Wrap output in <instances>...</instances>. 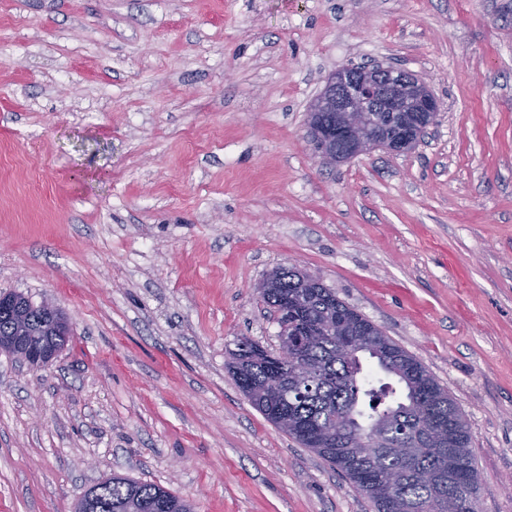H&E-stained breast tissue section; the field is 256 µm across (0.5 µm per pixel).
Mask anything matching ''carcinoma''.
<instances>
[{"label":"carcinoma","instance_id":"1","mask_svg":"<svg viewBox=\"0 0 512 512\" xmlns=\"http://www.w3.org/2000/svg\"><path fill=\"white\" fill-rule=\"evenodd\" d=\"M305 296L301 305L288 304V324L301 330L300 355L309 366L308 375H295L291 368L266 355L231 352L245 360L240 387L247 391L253 407L269 422L302 446L312 449L351 481L353 487L372 500L376 512H396L395 501L414 506L412 512H445L433 502V490L423 479L430 471L447 468V456L434 446L443 441L455 451L453 496L468 512H475L480 476L470 452L471 436L462 414L447 391L431 374L417 364L412 370L404 365H385L375 352L378 368L397 379L405 395L397 396L390 382L372 384L363 373L358 356L347 354V347L372 343L376 333L367 319L336 335L326 332L330 323L351 319L348 305L329 288L307 286L295 267L279 270L277 286L262 294L264 302L279 307L287 297ZM345 416L361 435L384 426L383 444L366 448L355 464L336 454V444L345 439L337 419ZM104 504L112 512H192L187 501L148 482L114 476L99 489Z\"/></svg>","mask_w":512,"mask_h":512}]
</instances>
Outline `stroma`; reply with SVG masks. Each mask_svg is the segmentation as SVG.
Wrapping results in <instances>:
<instances>
[{"label": "stroma", "instance_id": "1", "mask_svg": "<svg viewBox=\"0 0 512 512\" xmlns=\"http://www.w3.org/2000/svg\"><path fill=\"white\" fill-rule=\"evenodd\" d=\"M382 61L438 120L325 166L307 110ZM297 266L447 390L476 512H512V0H0V292L71 340L0 352V512L118 474L195 512H376L227 368L278 347L253 286ZM13 319L7 315L0 319V351L14 354L18 359L27 363L31 368H42L51 362L59 353V349L53 347H32L28 336H10L13 328Z\"/></svg>", "mask_w": 512, "mask_h": 512}]
</instances>
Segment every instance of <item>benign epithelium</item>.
Instances as JSON below:
<instances>
[{"instance_id": "benign-epithelium-1", "label": "benign epithelium", "mask_w": 512, "mask_h": 512, "mask_svg": "<svg viewBox=\"0 0 512 512\" xmlns=\"http://www.w3.org/2000/svg\"><path fill=\"white\" fill-rule=\"evenodd\" d=\"M438 112L434 95L410 72L348 64L328 78L309 107L308 127L312 139L321 143L320 161L334 164L375 149L405 152L436 122ZM278 340L274 357L284 362L298 358L299 341L288 336V326H282ZM0 351L33 369L59 353L55 346H31L27 336H0Z\"/></svg>"}]
</instances>
